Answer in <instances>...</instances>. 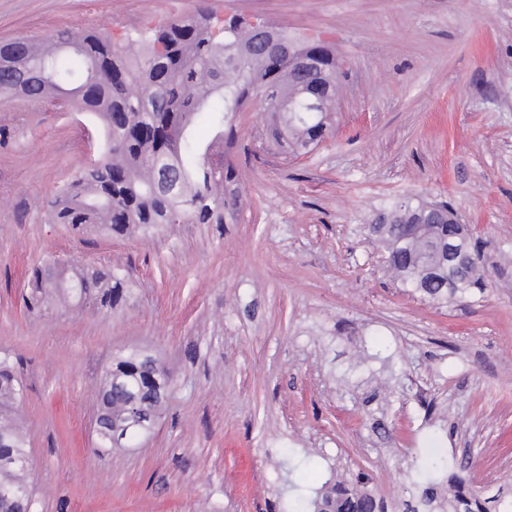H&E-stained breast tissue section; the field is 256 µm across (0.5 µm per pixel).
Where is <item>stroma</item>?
Masks as SVG:
<instances>
[{
	"label": "stroma",
	"mask_w": 512,
	"mask_h": 512,
	"mask_svg": "<svg viewBox=\"0 0 512 512\" xmlns=\"http://www.w3.org/2000/svg\"><path fill=\"white\" fill-rule=\"evenodd\" d=\"M335 44L331 138L263 149L258 108L233 119L237 197L222 224L80 237L47 204L105 151L102 121L0 103V355L23 381L33 512H288L364 474L406 512L431 441L491 496L512 476V0H216ZM200 0H0V42L58 29L140 33ZM448 202L485 292L404 291L369 232L399 196ZM125 275L124 302H25L47 257ZM139 350L173 393L152 433L98 447L111 359Z\"/></svg>",
	"instance_id": "obj_1"
}]
</instances>
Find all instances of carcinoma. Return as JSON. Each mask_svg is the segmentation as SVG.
<instances>
[{"instance_id":"cac0c4a2","label":"carcinoma","mask_w":512,"mask_h":512,"mask_svg":"<svg viewBox=\"0 0 512 512\" xmlns=\"http://www.w3.org/2000/svg\"><path fill=\"white\" fill-rule=\"evenodd\" d=\"M257 26L288 43L290 53L274 60L244 46L254 27L244 17L219 19L208 5L176 18L138 38L131 54L101 33L76 36L58 29L42 41L16 39L0 45V55L25 58L30 45L38 47L32 60L44 65L46 85L27 89L33 102L68 100L100 118L107 156L81 172L49 204L55 224L77 233L107 231L124 235L133 229L156 230L165 224H222L237 200L224 198V182L232 171L225 165L214 174L212 158L223 157L212 147L200 150L191 130L208 114L224 141V119L252 103L264 112V139L291 157L305 156L330 135L336 112V91L344 75L336 50L320 40H304L257 19ZM314 57L319 69L309 73L298 64ZM318 80L324 85V105L312 109L304 90ZM428 203L413 197L395 200L370 231L386 245V262L404 287L432 299L471 298L483 294L478 269L436 271L420 282L411 268L431 257V248L455 232L448 223V203H435L425 223L413 213ZM64 268L49 258L34 273L27 306L39 310L60 292L74 302L94 300L98 308L117 305L126 288L125 277L99 269H75L58 285ZM171 381L156 360L142 352L112 359L98 391L95 418L99 445L111 447L108 425L127 419L159 417L170 394ZM22 381L8 359L0 358V512H32L34 500L31 460L20 425ZM424 482L416 504L406 512L444 509L446 512H512V497L493 500V508L466 480L451 472L445 457L423 460ZM297 512H384L369 492L349 481L329 486L321 497L298 505Z\"/></svg>"}]
</instances>
